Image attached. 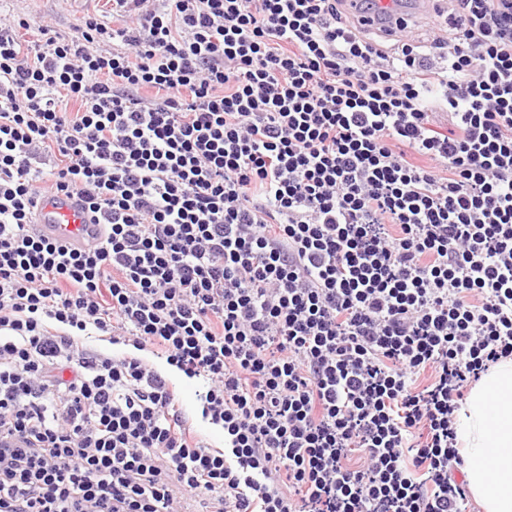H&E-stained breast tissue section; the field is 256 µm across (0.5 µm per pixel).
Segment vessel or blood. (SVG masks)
I'll return each instance as SVG.
<instances>
[{
    "label": "vessel or blood",
    "instance_id": "1",
    "mask_svg": "<svg viewBox=\"0 0 512 512\" xmlns=\"http://www.w3.org/2000/svg\"><path fill=\"white\" fill-rule=\"evenodd\" d=\"M432 7V0H378L368 19L373 27L389 28L400 19L421 17ZM36 225L45 237L74 247L95 244L103 234L102 225L93 223L91 213L80 201L61 193L41 196Z\"/></svg>",
    "mask_w": 512,
    "mask_h": 512
}]
</instances>
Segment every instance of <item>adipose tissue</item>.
<instances>
[{
    "label": "adipose tissue",
    "mask_w": 512,
    "mask_h": 512,
    "mask_svg": "<svg viewBox=\"0 0 512 512\" xmlns=\"http://www.w3.org/2000/svg\"><path fill=\"white\" fill-rule=\"evenodd\" d=\"M456 431L465 481L482 512H512V359L472 387Z\"/></svg>",
    "instance_id": "1"
}]
</instances>
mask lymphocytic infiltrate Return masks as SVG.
Returning <instances> with one entry per match:
<instances>
[{"label": "lymphocytic infiltrate", "instance_id": "lymphocytic-infiltrate-1", "mask_svg": "<svg viewBox=\"0 0 512 512\" xmlns=\"http://www.w3.org/2000/svg\"><path fill=\"white\" fill-rule=\"evenodd\" d=\"M373 2L0 16V512H464L455 413L512 357V0L426 35ZM47 192L98 246L35 233ZM162 370L170 377L175 393L187 407V409H193L195 405V391L198 389V384L195 380L187 379L177 373V371L166 365L161 364ZM193 427L199 440H202L203 443L208 444L213 449H223L224 432L219 426L204 423L200 418L193 416Z\"/></svg>", "mask_w": 512, "mask_h": 512}]
</instances>
